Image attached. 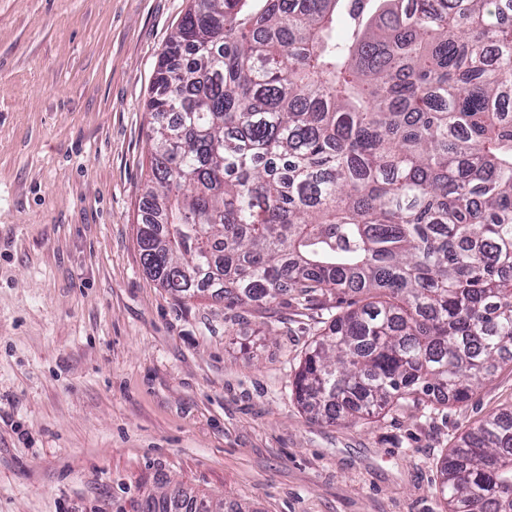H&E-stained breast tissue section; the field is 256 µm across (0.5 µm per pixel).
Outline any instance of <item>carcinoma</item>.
<instances>
[{"instance_id":"carcinoma-1","label":"carcinoma","mask_w":512,"mask_h":512,"mask_svg":"<svg viewBox=\"0 0 512 512\" xmlns=\"http://www.w3.org/2000/svg\"><path fill=\"white\" fill-rule=\"evenodd\" d=\"M510 12L194 0L158 59L144 271L227 305L364 296L293 379L316 419L464 403L512 363ZM440 493L450 512H512V411L459 438Z\"/></svg>"}]
</instances>
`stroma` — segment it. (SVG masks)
<instances>
[{"mask_svg": "<svg viewBox=\"0 0 512 512\" xmlns=\"http://www.w3.org/2000/svg\"><path fill=\"white\" fill-rule=\"evenodd\" d=\"M192 0H0V512H116L177 487L224 512H449L440 469L512 411L316 421L291 382L335 296L226 306L145 274L158 58Z\"/></svg>", "mask_w": 512, "mask_h": 512, "instance_id": "obj_1", "label": "stroma"}]
</instances>
